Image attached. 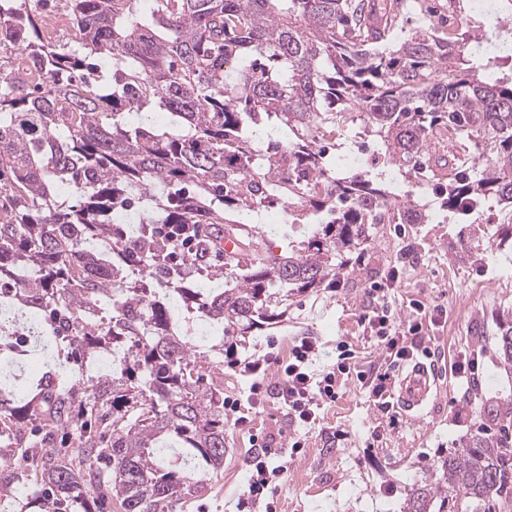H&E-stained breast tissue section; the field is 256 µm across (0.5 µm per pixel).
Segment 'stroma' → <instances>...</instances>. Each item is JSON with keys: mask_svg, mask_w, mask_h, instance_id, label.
Instances as JSON below:
<instances>
[{"mask_svg": "<svg viewBox=\"0 0 512 512\" xmlns=\"http://www.w3.org/2000/svg\"><path fill=\"white\" fill-rule=\"evenodd\" d=\"M458 12L454 0H419L400 13L394 36L447 29ZM432 216L428 224L375 225L365 248L344 254L339 287L293 292L287 321L232 338L223 357L224 394L241 399L247 422H225L224 465L184 512H236L255 434H275L284 442L275 457L285 468L273 491L276 512H403L413 484L437 459L476 433H497L492 417L512 403V369L501 364L496 344L497 323L512 312V224L503 223L493 202L463 224L445 211L433 210ZM391 272L398 279L385 289L384 305L395 321L408 320L414 300L439 310L423 335L440 386L417 420L403 414L389 419L356 377L389 366L362 317L376 306L372 286ZM307 334L322 348V365L336 362L346 348L357 369L312 427L295 422L279 400L251 394L252 379L241 367L270 347L287 358ZM473 350L482 372L468 385L454 365L462 352ZM294 440L302 444L295 455L288 447Z\"/></svg>", "mask_w": 512, "mask_h": 512, "instance_id": "35a3bbf8", "label": "stroma"}]
</instances>
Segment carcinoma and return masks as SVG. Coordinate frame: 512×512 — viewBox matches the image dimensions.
Here are the masks:
<instances>
[{
    "instance_id": "1",
    "label": "carcinoma",
    "mask_w": 512,
    "mask_h": 512,
    "mask_svg": "<svg viewBox=\"0 0 512 512\" xmlns=\"http://www.w3.org/2000/svg\"><path fill=\"white\" fill-rule=\"evenodd\" d=\"M148 2L0 0V496L22 463L43 489L28 512H183L224 465V386L203 385L224 334L336 287L372 225L428 223L389 169L435 181L459 219L493 200L512 223V28L491 54L473 6L446 36L394 44L376 0ZM50 6L71 41L45 37ZM352 128L377 156L337 171L319 141ZM274 129L286 142L255 154ZM439 132L446 155L429 150ZM296 199L325 219L280 254L259 244L272 229L230 218L277 201L300 224ZM184 224L206 230L176 263ZM227 237L230 273L213 264ZM497 342L511 367V315ZM121 344L110 373L59 385L64 354ZM405 512H512L509 426L437 461Z\"/></svg>"
}]
</instances>
